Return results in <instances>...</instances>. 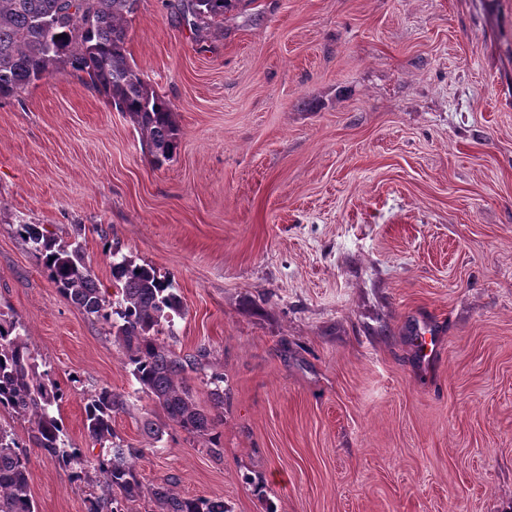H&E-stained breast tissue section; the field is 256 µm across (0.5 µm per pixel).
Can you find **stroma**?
Listing matches in <instances>:
<instances>
[{
    "mask_svg": "<svg viewBox=\"0 0 512 512\" xmlns=\"http://www.w3.org/2000/svg\"><path fill=\"white\" fill-rule=\"evenodd\" d=\"M127 50L174 110L162 167L71 68L0 99V311L70 444L102 454L107 387L141 481L227 512H512V0H242L200 32L140 0ZM22 221L79 242L101 288L115 251L171 282L164 342L207 347L186 378L220 454L139 393ZM28 457L37 512H88L91 480ZM424 333L420 332L419 336V345L418 353L423 362L434 361L440 350H441V341L440 336H436V333L432 329L430 325H423ZM428 334L429 336H425Z\"/></svg>",
    "mask_w": 512,
    "mask_h": 512,
    "instance_id": "1",
    "label": "stroma"
}]
</instances>
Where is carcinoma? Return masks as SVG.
<instances>
[{"label": "carcinoma", "mask_w": 512, "mask_h": 512, "mask_svg": "<svg viewBox=\"0 0 512 512\" xmlns=\"http://www.w3.org/2000/svg\"><path fill=\"white\" fill-rule=\"evenodd\" d=\"M140 0H0V98L17 97L36 81L61 67L84 73L111 104L134 119L155 167L171 161L178 129L171 103L146 84L128 60L127 18ZM241 0H174L172 9L188 26L208 29ZM18 236L38 254L56 288L86 315L108 324L124 350V364L140 391L183 431L210 437L208 451L218 454L215 419L192 399L185 374L207 356L201 347L181 355L159 342L163 330L173 333L174 318L185 315L181 298L147 264L111 253L116 299L99 288L81 255L80 245L60 243L38 224L20 222ZM13 317H0V413L33 422L30 442L65 466L91 465L103 476L100 493L88 512H130L129 505L147 501L150 512H227L223 500L182 497L167 484L146 486L133 460L143 449L113 444L106 456L82 459L70 447L62 423L54 416L64 390L45 371ZM123 395L107 387L85 407L89 436L104 443L114 439L112 417L125 409ZM27 451L12 432L0 426V512H36L29 489Z\"/></svg>", "instance_id": "cac0c4a2"}]
</instances>
